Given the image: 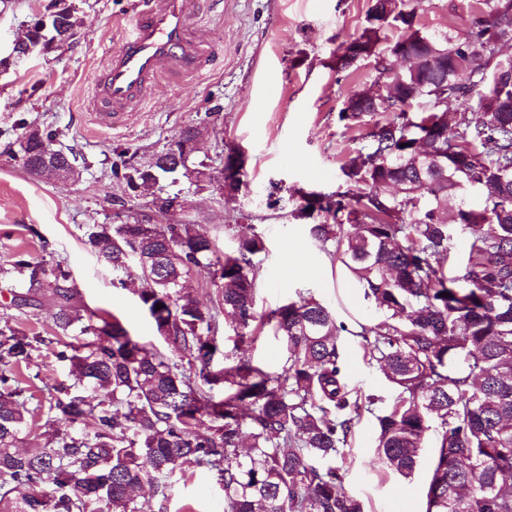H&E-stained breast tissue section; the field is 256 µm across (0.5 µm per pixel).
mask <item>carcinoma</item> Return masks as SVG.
Masks as SVG:
<instances>
[{"instance_id":"obj_1","label":"carcinoma","mask_w":512,"mask_h":512,"mask_svg":"<svg viewBox=\"0 0 512 512\" xmlns=\"http://www.w3.org/2000/svg\"><path fill=\"white\" fill-rule=\"evenodd\" d=\"M45 6L58 43L77 25L74 9ZM421 0H375L345 47L367 53L378 43L389 62L408 66L386 94L354 91L339 119L371 122L342 166L346 190L300 192L302 216L323 221L308 234L344 266L381 316L351 328L309 296L255 310L253 257L266 251L251 224H229L235 248L219 253L199 224L175 222L159 203L161 182L183 177L212 184L205 164L183 157L177 140L133 165L117 154L112 175L144 211L123 224H94L86 243L125 286L138 269L136 294L169 351L133 339L121 320L78 303L79 289L51 244L39 260L14 255L0 277L20 276L17 308L50 301L56 335L48 340L0 316V512H154L137 499L148 485L167 500L186 464L217 475L224 512H365L344 490L348 438L366 415L378 426L376 457L410 477L435 434L425 512H512V0H476L462 39L419 35ZM389 28L399 30L385 40ZM474 105L455 112L461 99ZM23 167L32 175L75 181L74 155L55 134L22 126ZM217 185L233 195L244 184V154L231 146ZM466 239L458 258L454 238ZM216 287L210 307L185 291L192 275ZM161 304L163 308L156 309ZM231 327L233 350L220 328ZM279 340L283 363L271 371L233 352L264 331ZM360 339L393 386L388 404L348 388L344 335ZM74 377L47 386V410L28 407L19 370L44 344ZM60 421L90 423L72 435ZM37 429L44 445L18 451Z\"/></svg>"}]
</instances>
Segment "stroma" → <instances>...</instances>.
<instances>
[{"label": "stroma", "instance_id": "35a3bbf8", "mask_svg": "<svg viewBox=\"0 0 512 512\" xmlns=\"http://www.w3.org/2000/svg\"><path fill=\"white\" fill-rule=\"evenodd\" d=\"M48 0H0V267L25 252L42 258L48 240L76 281L82 303L118 316L147 346L164 349L153 320L141 307L137 280L112 284L111 272L85 243L93 224H117L142 209L113 178L114 150L139 164L190 125L203 136L193 161L218 165L217 141L245 153L244 185L232 197L177 185L184 202L175 218L200 224L220 249H231L230 223L253 225L266 243L254 259L256 309L264 311L311 294L345 321L379 318L344 268L311 240L298 217L299 191L345 190L341 167L351 155L355 130L338 114L356 87L383 90L370 59L345 71L336 57L356 37L373 0H204L199 35L216 55L204 79L186 86L160 83L142 108L109 128L96 125L90 106L104 56L132 19L133 0H70L78 37L30 57L10 55L12 42L42 17ZM474 0H424L425 30L463 37ZM219 110L217 123L207 114ZM57 134L58 147L85 160L78 181L30 176L21 165L20 123ZM343 373L350 387L383 399L393 390L352 337L343 342ZM376 420L364 416L346 448L345 490L366 512H425V486L433 448H424L405 480L375 462ZM166 512H224L216 476L188 467L176 475Z\"/></svg>", "mask_w": 512, "mask_h": 512}]
</instances>
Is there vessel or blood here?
Here are the masks:
<instances>
[{"mask_svg": "<svg viewBox=\"0 0 512 512\" xmlns=\"http://www.w3.org/2000/svg\"><path fill=\"white\" fill-rule=\"evenodd\" d=\"M190 0H137L132 25L105 62L96 95L98 124L112 126L160 81L204 74L209 50L196 36Z\"/></svg>", "mask_w": 512, "mask_h": 512, "instance_id": "b4317fda", "label": "vessel or blood"}]
</instances>
